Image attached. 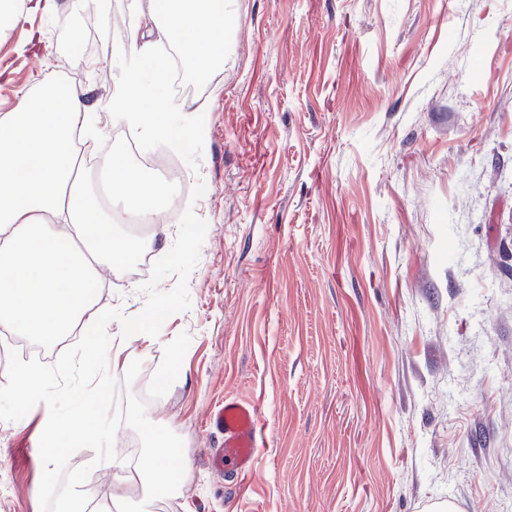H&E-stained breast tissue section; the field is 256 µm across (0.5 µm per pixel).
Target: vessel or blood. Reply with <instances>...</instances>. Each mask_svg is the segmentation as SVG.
I'll return each mask as SVG.
<instances>
[{
  "instance_id": "1",
  "label": "vessel or blood",
  "mask_w": 512,
  "mask_h": 512,
  "mask_svg": "<svg viewBox=\"0 0 512 512\" xmlns=\"http://www.w3.org/2000/svg\"><path fill=\"white\" fill-rule=\"evenodd\" d=\"M206 424L222 437L212 455L213 467L238 479L250 474L262 431L256 407L244 400H225L208 412Z\"/></svg>"
}]
</instances>
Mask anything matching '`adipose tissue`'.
<instances>
[{"mask_svg":"<svg viewBox=\"0 0 512 512\" xmlns=\"http://www.w3.org/2000/svg\"><path fill=\"white\" fill-rule=\"evenodd\" d=\"M85 97L72 86L60 95L26 91L0 115V324L42 340L78 319L88 327L108 320L109 312L92 308L89 286L102 262L123 264L141 246L117 233L111 210L81 175L74 135L95 134L97 124ZM103 169L114 207L149 221L160 185L117 156ZM151 440L137 464L148 478L142 512H150L155 491H178L187 475L167 468L175 452L164 434Z\"/></svg>","mask_w":512,"mask_h":512,"instance_id":"adipose-tissue-1","label":"adipose tissue"}]
</instances>
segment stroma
<instances>
[{"label": "stroma", "mask_w": 512, "mask_h": 512, "mask_svg": "<svg viewBox=\"0 0 512 512\" xmlns=\"http://www.w3.org/2000/svg\"><path fill=\"white\" fill-rule=\"evenodd\" d=\"M0 35V114L67 79L105 156L137 163L107 104L118 49L168 40L150 0H59ZM229 56L204 94L194 203L209 232L191 307L140 360L190 345L150 421L184 441L187 481L154 512H512V0H236ZM129 267L101 268L98 308L141 312ZM252 402L264 439L242 485L212 469L205 425ZM45 404L0 421V512H40ZM89 449L91 499L143 493Z\"/></svg>", "instance_id": "35a3bbf8"}]
</instances>
